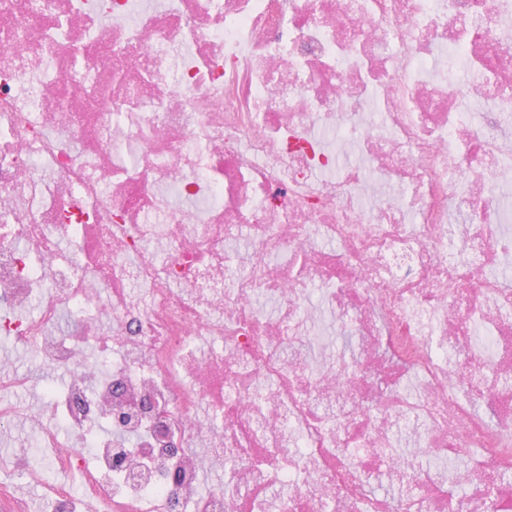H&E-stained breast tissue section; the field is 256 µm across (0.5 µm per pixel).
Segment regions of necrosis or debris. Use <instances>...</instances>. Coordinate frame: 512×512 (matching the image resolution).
Returning <instances> with one entry per match:
<instances>
[{
	"label": "necrosis or debris",
	"mask_w": 512,
	"mask_h": 512,
	"mask_svg": "<svg viewBox=\"0 0 512 512\" xmlns=\"http://www.w3.org/2000/svg\"><path fill=\"white\" fill-rule=\"evenodd\" d=\"M77 2L0 0V331L97 450L41 429L54 465L109 512H512V0ZM402 445L479 449L476 491ZM400 450L403 452V458L405 461H408L409 466L416 463L427 470H446L448 475V493L453 495L452 498L448 496V500L455 501L468 494L469 484L467 482H457V479H455L457 472L464 468L465 462L469 459L466 453L455 461H448V464L444 466L435 459L428 448H400Z\"/></svg>",
	"instance_id": "necrosis-or-debris-1"
}]
</instances>
